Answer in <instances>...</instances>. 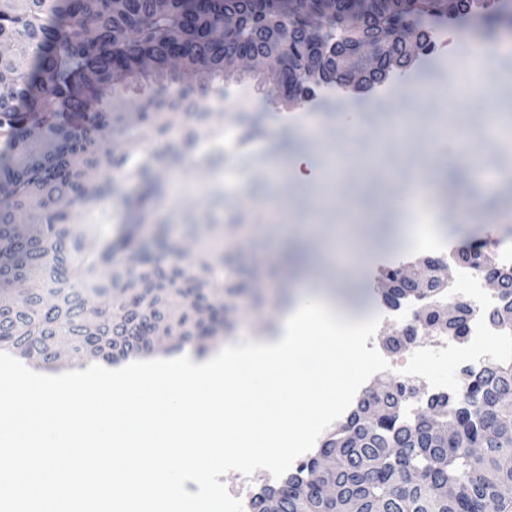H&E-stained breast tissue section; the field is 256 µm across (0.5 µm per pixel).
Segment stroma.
I'll return each mask as SVG.
<instances>
[{"instance_id": "stroma-1", "label": "stroma", "mask_w": 512, "mask_h": 512, "mask_svg": "<svg viewBox=\"0 0 512 512\" xmlns=\"http://www.w3.org/2000/svg\"><path fill=\"white\" fill-rule=\"evenodd\" d=\"M440 33L424 65H415L386 83L387 95L350 89L328 96L286 102L264 71L239 70L211 80L178 77L210 112L201 122L178 113L173 133H196V145L181 164L164 173L161 199L138 215V234L154 240L166 225L170 245L182 244L196 226L204 245L198 255L212 260L211 242H222L232 259V275L213 282L215 296L235 297L230 337L245 342L275 335L281 326L280 293L299 284L302 270L315 272L351 322L384 315L383 274L387 269H418L423 257L446 262L452 292H460L459 268L451 256L472 242L491 254L497 242L512 238V135L491 130V116L512 123V48L486 38L475 22L439 23ZM467 70L477 71L485 89L474 110L451 105L441 94ZM467 154L457 167L463 187L444 179L448 157L457 147ZM347 152L333 180L300 186L288 179L289 155L307 154L318 168ZM426 185L427 207L441 222L433 247L401 241L399 202L407 187ZM112 196L102 203L95 233L104 245L127 221V204L140 191L138 181L115 176ZM249 193L242 206L214 205L230 189ZM357 209L371 223L352 224Z\"/></svg>"}]
</instances>
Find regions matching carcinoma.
I'll return each instance as SVG.
<instances>
[{
	"instance_id": "1",
	"label": "carcinoma",
	"mask_w": 512,
	"mask_h": 512,
	"mask_svg": "<svg viewBox=\"0 0 512 512\" xmlns=\"http://www.w3.org/2000/svg\"><path fill=\"white\" fill-rule=\"evenodd\" d=\"M496 0H132L125 12H112L111 0H0V42L15 52L0 58V82L11 87L0 101V136L12 158L0 162V349L31 362L49 363L54 336H65L75 353L113 363L153 351L132 339L147 322L170 336L167 350L197 344L229 330L226 308L209 297L216 266H200L190 248L166 251L158 266L127 229L116 242L90 249L84 233H74L77 214L112 193V171L129 158L119 144L130 136L124 113L112 108V88L121 79L175 76L168 69L172 38L188 66L205 77L224 75V44L267 38L280 49L278 62L301 74L297 96L312 92L306 75L308 48H332L344 38L357 46L379 36L387 62L409 66L405 39L417 35L416 49L433 45L426 21L435 15L478 12L488 34L511 24L495 9ZM241 14V25L213 41L208 32L224 25V12ZM188 98L179 92L141 105L135 134L157 143L133 167L145 192L144 206L159 192L162 171L181 149L170 140L165 101ZM25 216L32 234L16 231ZM107 269V284L89 278ZM498 306L512 309V272L499 275ZM107 293L101 303L88 293ZM451 396H433L411 417L402 413L411 389L389 386L386 395H369L357 407L378 406L374 420L352 416L336 426L318 455L296 475L265 491L247 512H264L268 495L280 496L281 512H346L349 502L361 512H497L512 508V471L501 458L512 455V358L504 357L466 371ZM454 426L448 439L438 426ZM331 485L336 493L316 491Z\"/></svg>"
}]
</instances>
